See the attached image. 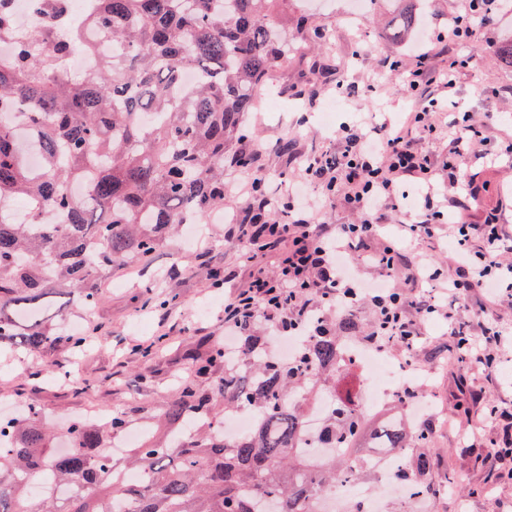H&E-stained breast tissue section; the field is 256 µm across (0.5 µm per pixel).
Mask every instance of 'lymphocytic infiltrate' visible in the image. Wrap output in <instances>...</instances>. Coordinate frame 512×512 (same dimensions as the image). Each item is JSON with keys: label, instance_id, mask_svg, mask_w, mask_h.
I'll return each instance as SVG.
<instances>
[{"label": "lymphocytic infiltrate", "instance_id": "lymphocytic-infiltrate-1", "mask_svg": "<svg viewBox=\"0 0 512 512\" xmlns=\"http://www.w3.org/2000/svg\"><path fill=\"white\" fill-rule=\"evenodd\" d=\"M493 6V0H469L463 13L448 24L449 43L469 42L476 26L491 20ZM428 60V53L418 54L407 72L418 105L404 124L386 119L370 128L359 121L342 126L341 155L308 158L298 170V184H322L328 196L341 199L359 215L358 223H320L318 208L292 197H269L260 178L250 177V196L272 220L231 224L224 232L225 241L238 246L242 263L255 269L248 288L224 303L225 342H243L255 325L262 324L268 330L267 351L275 357L280 337L308 335L309 324L324 320L327 312L342 318L364 305L373 321L358 341L363 350L415 354L421 340L419 322L435 317L448 320V336L469 365L488 363L505 349L508 340L499 328H487L475 339L448 319L449 307L474 289L497 295L512 288V265L499 259L505 236L497 211L486 212L478 224L465 220L479 209L487 190L486 184L466 175L469 160L483 154L485 137L470 115H456L444 123L436 119L439 97L454 95L458 74L472 66L474 58L453 56L443 67L429 65ZM442 132L448 135V150L436 164L424 143ZM441 174L448 180L444 203L434 194ZM406 182L417 185L418 194L402 191ZM388 207L414 213L415 220L405 227L409 235L405 249L388 244L375 252L370 242L377 237L382 211ZM443 235L455 255L450 272L423 247ZM476 235L483 240L478 252L469 246ZM283 243L288 254L276 274L256 269L259 253ZM365 265L377 268L374 280L360 279L359 269ZM402 266L407 276L400 288L395 272Z\"/></svg>", "mask_w": 512, "mask_h": 512}]
</instances>
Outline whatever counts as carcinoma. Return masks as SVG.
Returning a JSON list of instances; mask_svg holds the SVG:
<instances>
[{
    "label": "carcinoma",
    "instance_id": "obj_1",
    "mask_svg": "<svg viewBox=\"0 0 512 512\" xmlns=\"http://www.w3.org/2000/svg\"><path fill=\"white\" fill-rule=\"evenodd\" d=\"M69 0H35L45 15L37 33L19 32L0 0V205L21 198L31 220L0 210V353L32 354L60 342L83 350L82 338L52 322L53 295L78 294L91 312L96 281L133 257L151 255L189 217L224 203V166L241 158L226 146L243 114L258 106L257 89L288 57L280 14L288 0H95L93 29L112 42V59L90 75L66 68L90 50L64 30ZM409 8L391 21L393 39L415 24ZM193 68L198 80L183 85ZM39 142L41 167L28 165L20 126ZM333 329L310 336L288 361L247 346L212 350L201 372L222 370L204 393L186 390L158 416L173 426L192 412L207 423L180 442L170 431L123 459L107 452L126 426L72 422L69 446L42 417L26 410L0 419V512H320L321 496L360 479L362 467L336 466V450L362 436L372 448L403 453L428 439L397 419L364 430L350 396L322 417L313 442L298 398L309 384L336 376ZM252 409L256 425L224 435L227 415ZM144 480L131 484L125 471ZM53 476L40 503L28 488Z\"/></svg>",
    "mask_w": 512,
    "mask_h": 512
}]
</instances>
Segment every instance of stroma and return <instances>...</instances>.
<instances>
[{
  "label": "stroma",
  "mask_w": 512,
  "mask_h": 512,
  "mask_svg": "<svg viewBox=\"0 0 512 512\" xmlns=\"http://www.w3.org/2000/svg\"><path fill=\"white\" fill-rule=\"evenodd\" d=\"M353 0H289L281 22L288 29V60L270 74L260 88L275 107L249 112L243 136L229 149L251 161L266 190L287 196L303 161L311 156L337 154L342 143L337 131L314 121L328 101L339 103L337 123H353L358 113L385 111L400 119L414 97L402 73H382L390 59L410 64L414 56L441 52L439 34L463 9L461 0H420L418 22L405 40L394 41L386 24L389 0H376L356 35L347 18ZM512 39V10L495 7L492 21L477 27L470 43L460 46L474 56L463 70L455 102L441 101L442 112H467L496 154V163L474 158L469 171L487 182L483 207L496 205L498 190L512 184V157L498 153L505 131L512 129V64L496 49ZM250 170V171H251ZM248 173V172H247ZM247 173L236 166L224 169V204L204 219V241L188 237L187 228L166 236L148 262H133L103 273L97 280L101 299L90 317H77L71 299H63L66 327L83 332L88 345L81 353L66 346L39 350L30 356L0 357V408L11 411L17 400L46 410L58 427L93 410L124 412L131 424L146 425L183 387L208 388L209 376L196 374L211 350L224 341V302L247 288L251 267L225 243L224 227L244 221L248 197L243 191ZM225 268L222 286H214L212 267ZM154 279L156 300H148L138 286L139 275ZM454 315L472 334L484 327L512 328V300H490L474 292ZM446 326L426 322L419 345L421 366L433 377L422 397L430 404L420 426L429 428L425 449L431 467L422 475L431 494L417 512H512V468L495 456L491 443L500 435L493 422L480 423L476 447H468L448 417L481 412L489 403L512 409V352L503 351L495 367L480 372L471 393L460 391L463 372L442 363ZM74 370L78 380L64 384L50 379L48 369Z\"/></svg>",
  "instance_id": "1"
}]
</instances>
